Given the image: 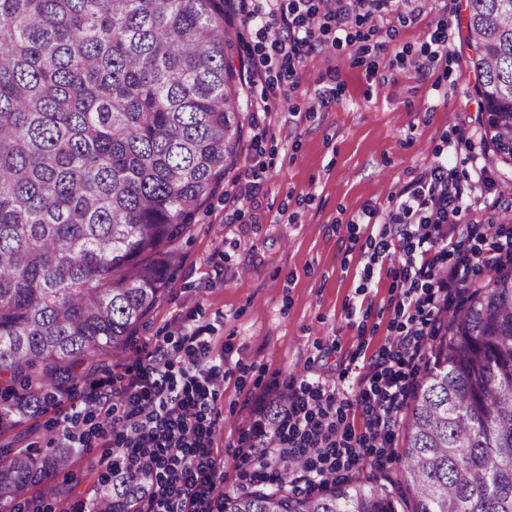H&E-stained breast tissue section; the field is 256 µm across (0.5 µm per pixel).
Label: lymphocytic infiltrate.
Instances as JSON below:
<instances>
[{
    "instance_id": "f902f5d3",
    "label": "lymphocytic infiltrate",
    "mask_w": 512,
    "mask_h": 512,
    "mask_svg": "<svg viewBox=\"0 0 512 512\" xmlns=\"http://www.w3.org/2000/svg\"><path fill=\"white\" fill-rule=\"evenodd\" d=\"M395 0H258L246 11L245 26L257 27L264 51L250 75L263 78L273 69L297 78L308 51L331 36L341 44L348 28L388 12ZM469 205L464 192L441 161L426 169L399 194L396 208L383 220L373 258L387 259L408 286L397 304L402 323L390 340L389 354L373 362L359 380L358 401L366 427L362 434L342 428L346 406L325 383L277 390L281 404L270 414L265 399L251 407L252 429L259 444L243 463L278 449L280 457H297L303 476L312 481L344 472L367 457L384 454L399 424L411 376L408 367L425 354L424 339L435 333L454 292L474 287V274L512 254V233L499 234L489 246L462 247L449 240L447 225L459 223ZM180 378L168 362L149 356L128 371L112 392L92 391L70 405L60 429L64 447L86 442L88 417L104 404L122 409L128 425L114 442L132 471L147 468L153 480L146 512H220L216 487L224 479V460L213 452L217 421L215 387L224 375V360L212 356L205 337L191 332Z\"/></svg>"
}]
</instances>
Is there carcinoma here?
Returning <instances> with one entry per match:
<instances>
[{"mask_svg": "<svg viewBox=\"0 0 512 512\" xmlns=\"http://www.w3.org/2000/svg\"><path fill=\"white\" fill-rule=\"evenodd\" d=\"M225 0H0V423L123 352L168 287L174 244L237 160L249 108ZM468 42L495 165H512V0H470ZM25 387L22 396L15 386ZM412 512H512V268L470 291L428 344L402 421ZM78 448H0V512ZM224 496L222 512H399L369 475ZM145 493L112 459L87 512Z\"/></svg>", "mask_w": 512, "mask_h": 512, "instance_id": "carcinoma-1", "label": "carcinoma"}]
</instances>
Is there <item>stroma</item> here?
Here are the masks:
<instances>
[{
	"label": "stroma",
	"instance_id": "35a3bbf8",
	"mask_svg": "<svg viewBox=\"0 0 512 512\" xmlns=\"http://www.w3.org/2000/svg\"><path fill=\"white\" fill-rule=\"evenodd\" d=\"M468 0H429L416 18L401 11L352 26L349 41L324 43L305 60L298 89L247 82L250 108L268 128L256 141L244 135L241 159L198 207L177 243L180 260L164 297L136 327L125 352L77 368L71 389L83 398L92 384L121 377L146 353L162 350L179 369L195 328L224 358L216 386L221 413L214 451L224 458L219 493L256 488L242 476L241 450L250 426L248 401L275 384L324 382L349 400L343 424L365 430L357 404L358 374L379 358L400 324L394 306L400 280L387 264H371L380 225L362 224L369 210L387 213L403 187L448 147V168L472 190L481 222L512 203V180L489 175L475 187L472 159L490 152L482 129L481 100L466 41ZM447 36L448 53L419 75L433 40ZM333 89L331 103L314 104L318 90ZM260 188L240 210L231 200L246 170ZM66 409L50 405L34 418L0 428V446L44 448ZM104 441L92 439L54 482L63 490L52 512H75L100 480Z\"/></svg>",
	"mask_w": 512,
	"mask_h": 512
}]
</instances>
